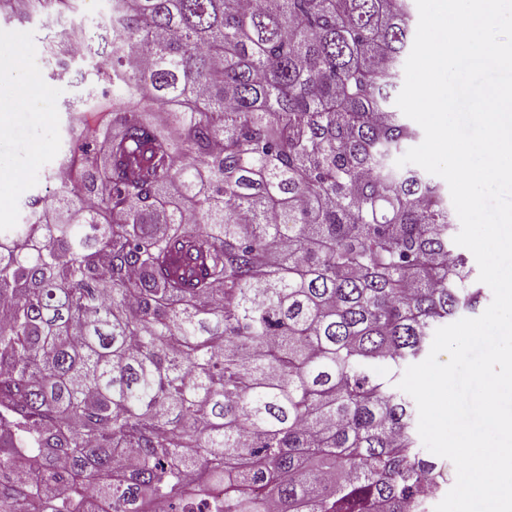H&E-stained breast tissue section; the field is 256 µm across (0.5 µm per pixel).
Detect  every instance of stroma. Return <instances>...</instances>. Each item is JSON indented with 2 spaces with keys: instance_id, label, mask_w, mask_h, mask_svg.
I'll return each instance as SVG.
<instances>
[{
  "instance_id": "stroma-1",
  "label": "stroma",
  "mask_w": 512,
  "mask_h": 512,
  "mask_svg": "<svg viewBox=\"0 0 512 512\" xmlns=\"http://www.w3.org/2000/svg\"><path fill=\"white\" fill-rule=\"evenodd\" d=\"M45 35L40 19L21 24L0 13V52L13 51L18 45L25 47L39 68L45 96L44 113L20 108L12 112L8 123L0 125V166L24 173L23 179L11 184L0 199V224L22 223L24 201L38 193L46 194L45 175L63 148L67 114L62 104L74 96L75 89L66 81L55 79L43 45Z\"/></svg>"
}]
</instances>
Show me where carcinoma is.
I'll list each match as a JSON object with an SVG mask.
<instances>
[{"mask_svg":"<svg viewBox=\"0 0 512 512\" xmlns=\"http://www.w3.org/2000/svg\"><path fill=\"white\" fill-rule=\"evenodd\" d=\"M86 46L112 127L0 224V508L429 512L444 470L379 376L477 311L394 107L411 0H111ZM40 471L49 488L33 489ZM224 503V484H207L197 496V507L205 512H213V508Z\"/></svg>","mask_w":512,"mask_h":512,"instance_id":"cac0c4a2","label":"carcinoma"}]
</instances>
